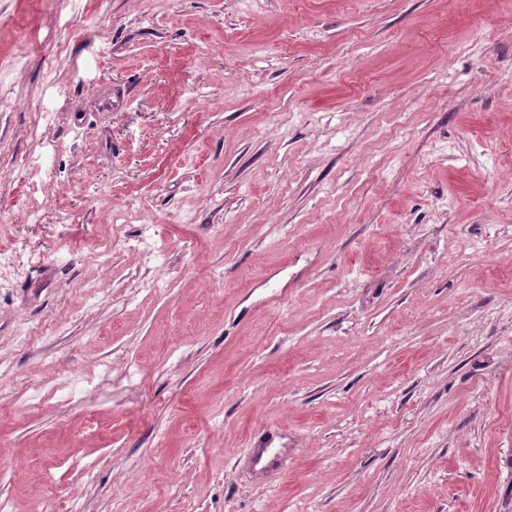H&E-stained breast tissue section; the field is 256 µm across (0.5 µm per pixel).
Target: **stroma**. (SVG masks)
<instances>
[{"instance_id":"stroma-1","label":"stroma","mask_w":512,"mask_h":512,"mask_svg":"<svg viewBox=\"0 0 512 512\" xmlns=\"http://www.w3.org/2000/svg\"><path fill=\"white\" fill-rule=\"evenodd\" d=\"M55 15L0 0V512H512V0Z\"/></svg>"}]
</instances>
